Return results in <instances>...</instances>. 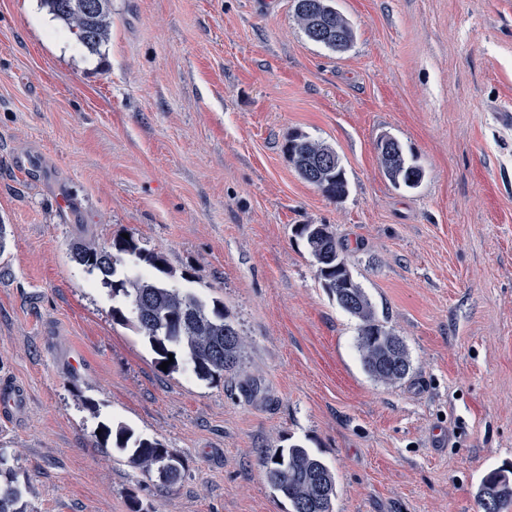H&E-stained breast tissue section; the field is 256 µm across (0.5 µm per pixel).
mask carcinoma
<instances>
[{
  "instance_id": "carcinoma-1",
  "label": "carcinoma",
  "mask_w": 512,
  "mask_h": 512,
  "mask_svg": "<svg viewBox=\"0 0 512 512\" xmlns=\"http://www.w3.org/2000/svg\"><path fill=\"white\" fill-rule=\"evenodd\" d=\"M54 19L62 22L89 52L97 53L107 40L111 28V0H42ZM295 15L310 41L344 53L353 44L355 32L333 0H296ZM320 20L329 32L316 39L311 36L309 20ZM287 153L299 176L332 200L348 193L345 170L335 149L310 139L302 133L289 135ZM385 176L397 188L415 189L424 172L399 153L381 155ZM296 234L306 244L318 264L323 287L336 297L339 306L360 321L357 348L364 370L376 381L394 385L409 372L410 361L402 339L385 329L376 317L374 306L361 286L347 279L350 270L344 248L327 224H300ZM134 254L145 265L165 275L151 278L138 274L132 278H116L118 254ZM72 259L90 272L102 277L112 287L113 295L123 296L134 315L138 332L144 336L158 356V362L169 361L168 354L184 353L193 363L197 376L212 380L241 369L244 341L230 313L218 302L207 306L191 293L175 288L169 279L175 276L159 252L147 251L132 239L112 242V249L87 244L71 247ZM102 443L129 452V458L148 473L156 472L160 458L170 449L157 440L134 435L125 428L101 427ZM268 483L292 504L293 512H333L336 478L325 463L307 448L294 444L261 460ZM477 499L482 512H502L512 503V469L488 472L481 479ZM0 512H27L22 491L13 479L0 484Z\"/></svg>"
}]
</instances>
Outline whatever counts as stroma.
<instances>
[{
  "mask_svg": "<svg viewBox=\"0 0 512 512\" xmlns=\"http://www.w3.org/2000/svg\"><path fill=\"white\" fill-rule=\"evenodd\" d=\"M336 54L295 0H112L89 53L41 0H0V421L29 512H292L261 460L300 444L336 477L333 512H480L512 465V0H337ZM339 155L349 192L298 175L289 133ZM397 139L425 173L384 176ZM300 224H327L410 370L373 380L359 320L323 287ZM163 253L220 300L239 375L160 369L73 242ZM124 425L182 460L161 485L102 446ZM295 15L310 41L334 53H344L352 46L355 39L354 29L345 15L333 5V0H296ZM310 19L321 20L329 28V32L320 39L312 37L310 30L313 24L308 23ZM27 406L23 389L9 379H0V415L3 419H13L20 415ZM476 496L482 512H502L506 504L512 503V469L488 472L481 479Z\"/></svg>",
  "mask_w": 512,
  "mask_h": 512,
  "instance_id": "obj_1",
  "label": "stroma"
}]
</instances>
